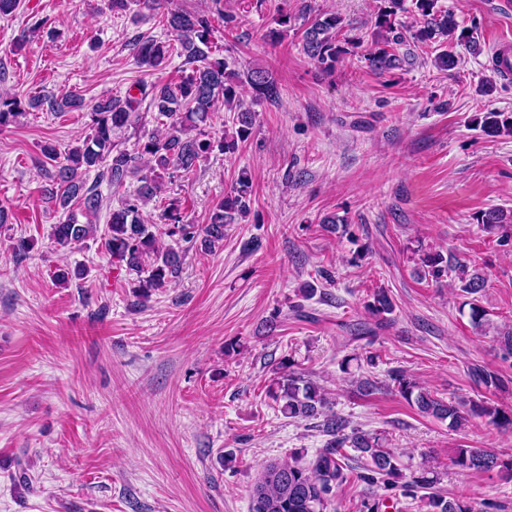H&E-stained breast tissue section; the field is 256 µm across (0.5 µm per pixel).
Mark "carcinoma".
I'll use <instances>...</instances> for the list:
<instances>
[{
    "instance_id": "1",
    "label": "carcinoma",
    "mask_w": 512,
    "mask_h": 512,
    "mask_svg": "<svg viewBox=\"0 0 512 512\" xmlns=\"http://www.w3.org/2000/svg\"><path fill=\"white\" fill-rule=\"evenodd\" d=\"M375 27L381 46L371 55V66L381 72L398 65V57L391 48L402 41L393 34L390 17L406 10V0H384ZM414 9L421 16V25L412 38L422 44L434 43L443 36L453 38L459 28L455 15L437 6L438 0H412ZM163 26L173 34L174 40L147 39L136 44L142 63L159 67L174 53L185 57L191 71L174 82L138 86L139 95L127 94L125 99H98L90 105L80 98L46 99L32 96L27 105L16 96L0 97V129L7 128L25 115L24 107L36 109L49 103L53 112L83 110L89 118L86 137L60 152L51 145L41 147L50 179L48 199L66 218L52 225L51 238L61 249H72L96 237L98 224L94 222L102 206V196L97 184H88L86 175L94 171L97 179L120 188L130 177L141 182L137 193L125 199L112 210L103 233L105 248L110 257L125 266L131 276L130 285L139 296L164 287L176 277L183 265L184 255L173 248L157 246L158 237H178L184 241H200L202 249L210 251L224 242V227L235 222L236 215L247 212L252 192L251 175L239 173L230 194L210 210L206 224H185L179 204L172 200L163 210L165 223L153 224L141 213V206L155 199L162 192L165 180L175 174L188 175L209 154L218 151L232 155L248 140L254 112L241 100L238 74L229 69L224 56L211 50L213 26L206 13L171 10L162 19ZM345 28L344 19L336 14H325L304 33V51L318 64L330 69L336 57L345 53L338 36ZM247 83L254 97L265 100L278 98V87L272 74L263 67L247 72ZM151 97L158 114L164 117L160 129L141 137L130 152L118 147L112 139L115 131L138 118L137 108L141 99ZM233 113L235 129L213 137L201 126L209 119L216 101ZM483 131L495 136L512 133V118L500 112H486L481 117ZM86 218L77 220L76 212ZM485 232L498 236L499 244H512V215L499 208H489L476 216ZM453 272L462 282L463 291L471 296L470 315L473 325L483 326L487 311L477 303L475 295L485 288V279L469 273L468 266L456 262L453 266L443 263L441 255L427 254L421 258V272L438 281ZM377 325L391 322L394 304L388 293L380 289L373 294V301L365 305ZM477 382L488 390H498L504 380L497 374L477 370ZM393 387L399 395L419 413L458 429L472 418H481L496 430H512V409H504L488 401L446 400L422 388L403 370L389 372ZM268 395L278 404V411L291 419L323 418V426L330 435L329 442L306 466L284 463L278 465L282 477L270 479L262 471L256 487L264 497L263 512H325L335 489L349 480L345 449L352 448L366 459L356 478L362 483L387 490H398L404 497L421 498L426 512H497L500 505L485 499L479 507L460 499H447L431 491L434 478L423 470L418 475L406 476L398 468L394 452L384 448L379 438L358 428H349L348 421L332 409V403L314 382L292 369V361L282 358L278 376L268 387ZM453 463L463 470L496 472L512 477V453L485 448H458Z\"/></svg>"
}]
</instances>
